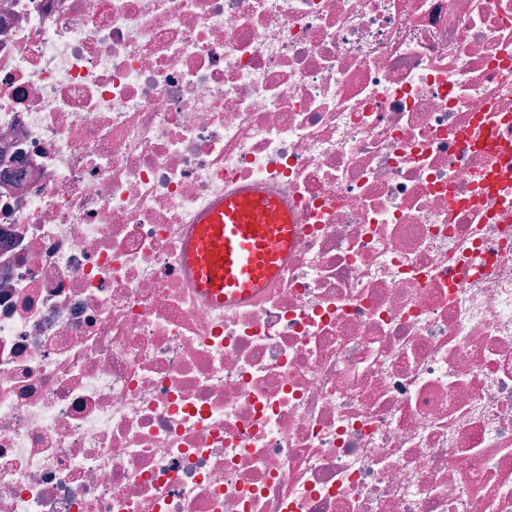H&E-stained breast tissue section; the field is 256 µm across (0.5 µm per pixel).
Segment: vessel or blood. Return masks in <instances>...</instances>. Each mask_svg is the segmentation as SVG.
Listing matches in <instances>:
<instances>
[{
  "label": "vessel or blood",
  "instance_id": "1",
  "mask_svg": "<svg viewBox=\"0 0 512 512\" xmlns=\"http://www.w3.org/2000/svg\"><path fill=\"white\" fill-rule=\"evenodd\" d=\"M184 257L198 287L220 305L262 295L276 281L293 237L281 200L251 187L198 212Z\"/></svg>",
  "mask_w": 512,
  "mask_h": 512
}]
</instances>
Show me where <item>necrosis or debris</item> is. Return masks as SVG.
Instances as JSON below:
<instances>
[{
  "label": "necrosis or debris",
  "mask_w": 512,
  "mask_h": 512,
  "mask_svg": "<svg viewBox=\"0 0 512 512\" xmlns=\"http://www.w3.org/2000/svg\"><path fill=\"white\" fill-rule=\"evenodd\" d=\"M0 512H512V0H0ZM184 248L198 287L220 305L262 295L276 281L293 229L281 200L245 187L193 219Z\"/></svg>",
  "instance_id": "4bbe7bcc"
}]
</instances>
